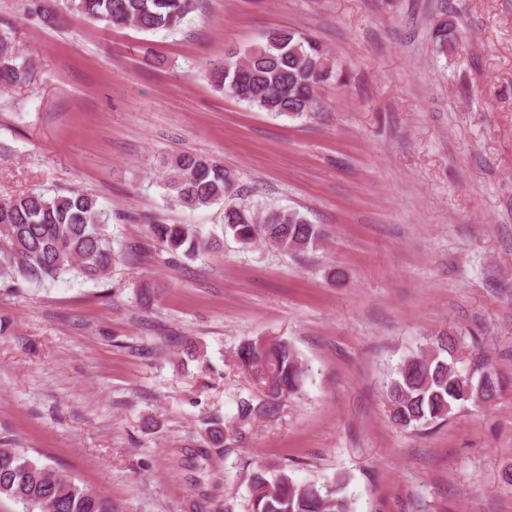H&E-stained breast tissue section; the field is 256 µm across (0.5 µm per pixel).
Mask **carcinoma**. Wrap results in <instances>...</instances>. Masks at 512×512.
I'll return each mask as SVG.
<instances>
[{
    "instance_id": "carcinoma-1",
    "label": "carcinoma",
    "mask_w": 512,
    "mask_h": 512,
    "mask_svg": "<svg viewBox=\"0 0 512 512\" xmlns=\"http://www.w3.org/2000/svg\"><path fill=\"white\" fill-rule=\"evenodd\" d=\"M72 12L109 26H134L144 31H175L193 8L192 0H66ZM434 38L443 51L457 42L452 25H438ZM208 75L225 93L248 106L300 119L313 111L317 90L339 82L343 65L321 43L297 29H275L262 41L229 58L209 63ZM32 60L13 41L0 37V84L30 81ZM164 186L174 201L189 210L224 202V232L245 246L259 242L295 254L315 250L323 233L294 209L270 208L264 214L233 205L240 186L224 165L198 154L174 155L165 163ZM110 215L98 200L78 190L28 191L0 203V280L45 285L67 274L90 281L109 278L116 262L109 232ZM151 236L166 243L169 263L191 259L214 247L213 238L195 225H148ZM466 337L448 332L428 336L408 354L386 381L385 404L392 423L418 431L445 421L454 408L492 404L507 384L493 371L482 389L470 372L457 367L453 356ZM239 365L258 384L263 398H242V421L271 418L282 402L300 393L305 369L299 353L283 338L259 336L240 345ZM224 419L205 418L197 454L207 457L232 448ZM251 512H351L344 494L345 479L329 485L296 481L288 468L263 467L249 476ZM20 503L24 512H112L105 496L18 448L0 447V499Z\"/></svg>"
}]
</instances>
